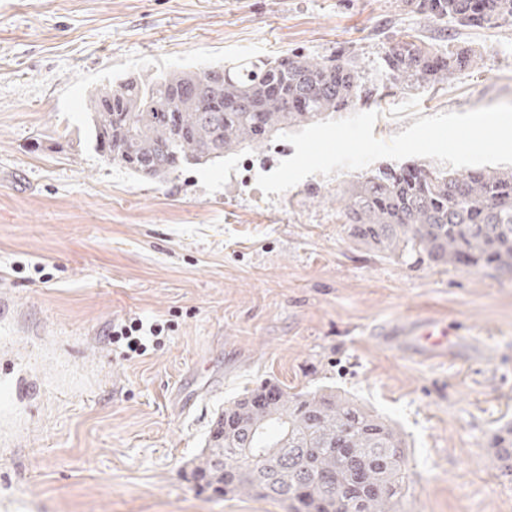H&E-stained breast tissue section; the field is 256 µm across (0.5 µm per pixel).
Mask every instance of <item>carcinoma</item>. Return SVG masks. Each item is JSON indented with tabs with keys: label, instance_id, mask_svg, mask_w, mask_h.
<instances>
[{
	"label": "carcinoma",
	"instance_id": "1",
	"mask_svg": "<svg viewBox=\"0 0 512 512\" xmlns=\"http://www.w3.org/2000/svg\"><path fill=\"white\" fill-rule=\"evenodd\" d=\"M431 23L512 25V0H405ZM483 58L468 42L448 48L415 35L382 57L395 87H438ZM355 61L284 52L232 66L130 75L89 99L95 149L108 163L162 181L368 100ZM342 215L358 243L406 265L512 275V167L465 173L379 167L344 191ZM491 468L512 474V427L495 435ZM205 489L281 502L288 512H404L406 440L397 424L332 390L291 392L265 383L224 406L190 462Z\"/></svg>",
	"mask_w": 512,
	"mask_h": 512
}]
</instances>
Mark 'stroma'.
Segmentation results:
<instances>
[{
    "instance_id": "35a3bbf8",
    "label": "stroma",
    "mask_w": 512,
    "mask_h": 512,
    "mask_svg": "<svg viewBox=\"0 0 512 512\" xmlns=\"http://www.w3.org/2000/svg\"><path fill=\"white\" fill-rule=\"evenodd\" d=\"M448 43L403 0H0V512H286L201 490L187 463L218 412L260 383L329 389L392 418L405 512H512L485 459L512 423V277L408 266L356 243L341 194L358 174L263 194L295 149L225 156L148 181L95 152V89L128 74L293 51L353 57L376 137L512 102V26L465 34L484 59L451 87L398 90L399 34ZM162 325L130 356L131 318ZM448 326L444 356L382 329ZM32 375V400L9 398Z\"/></svg>"
}]
</instances>
